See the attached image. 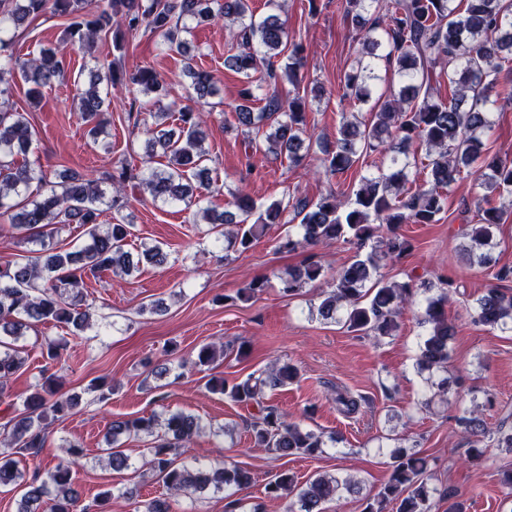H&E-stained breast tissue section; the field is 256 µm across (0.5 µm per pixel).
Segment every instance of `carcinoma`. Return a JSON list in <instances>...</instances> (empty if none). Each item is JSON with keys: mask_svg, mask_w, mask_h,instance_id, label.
Listing matches in <instances>:
<instances>
[{"mask_svg": "<svg viewBox=\"0 0 512 512\" xmlns=\"http://www.w3.org/2000/svg\"><path fill=\"white\" fill-rule=\"evenodd\" d=\"M463 2L460 6L456 0H341L344 19L362 38L364 58L355 71L345 75L343 98L372 105L370 117L359 123L340 112L339 137L321 145L323 168L329 176L344 173L361 156L382 149L390 154V172L362 178L344 200L329 192L315 202L298 197L275 201L250 224L255 203L244 192L233 194L234 213L204 205L210 189L208 152L204 149L207 120L190 110L153 111L166 95L168 82L149 65L137 67L127 78L132 90L147 98L145 110L154 119L151 124L143 123L144 155L150 166L142 175L122 165L115 174L104 172L95 178L67 169L50 177L40 167L17 162L15 155L32 146L36 131L26 113L11 107L16 79L29 85L26 94L35 101L45 88L66 78L68 63L52 48H43L29 59L18 57L9 30H18L29 19L49 13L67 20L66 35L79 49L87 52L95 40L105 37L119 53L124 52L129 36L144 30L183 57L189 89L197 100L205 101L216 94L214 79L210 72L193 65L190 36L198 25L223 19L237 26L235 36L242 46L224 60L225 67L242 77L239 101L232 107L236 124L257 134L265 126L273 128L265 135L266 145L250 137L246 149L283 156L294 166L312 148L306 128L307 95L300 93L304 47L300 42H288L285 21L278 14L257 15L250 0H103L95 6L91 0H0V218L7 217L9 226L23 233L25 240L39 244L34 255L23 261H0V398L8 400L7 406L13 410L10 428L3 432L0 444L35 457L48 441V419H62L79 406V396L62 393L59 378L46 369L21 403L10 400L11 380L26 359L19 350L5 346L1 337L16 340L51 322L83 331L93 316L84 295V276L103 271L128 275L144 263L161 266L166 262L167 255L158 246L136 256L127 249L130 224L122 216L125 203L118 196L125 182L138 181V188L154 203L193 207L195 214H203L214 227L224 226L221 235L227 252L249 250L269 225L285 223L283 217L289 211L299 220L298 234L288 232L281 237L280 251L336 241L362 249L375 241L365 257L336 271L333 290L317 307L322 319L354 332L388 336L397 327L401 309L416 302V281L382 278L379 262L411 250L410 240L397 233L400 225L438 221L448 193L464 169L473 170L484 194L477 201L479 223L465 233L462 253L471 262L490 266L495 231L504 216L496 201L512 197V156L485 154L482 135L492 124L490 97L501 73L512 63V0ZM441 63L448 68L450 96L446 101L435 95L431 86L433 69ZM380 68L393 73L398 88L375 97L369 81L376 79L375 71ZM284 79L293 87L292 97L285 100L274 91L262 98L255 94L263 85H277ZM100 83V75L91 73L88 88L74 99L93 139L107 122V97L102 95ZM421 148L430 158L426 188L416 185L419 170L412 161ZM156 157L165 158L166 163L152 166ZM107 209L113 211L112 222L103 224L101 217ZM70 224L87 227L89 241L59 250L54 239ZM384 225L388 234L376 237ZM324 277V267L309 262L288 272V278L282 280L283 290L293 293ZM265 288L267 280L255 279L231 301H249ZM447 301L445 291L425 297L420 319L429 331L419 344L416 367L437 395L448 393V378L436 375L447 371L448 343L455 333L445 309ZM472 319L493 329H507L512 324V295L497 287L486 289L477 299ZM222 353L223 347L204 344L197 351L196 364L207 366ZM298 378L295 365L276 362L238 382L213 376L208 389L235 403L259 407L260 416L251 424L255 445L281 457L313 456L323 452L321 436L303 430L277 407L262 404L265 391ZM333 400L346 415L356 413L360 406V399L348 391H336ZM485 407L486 402L472 398L460 420L473 461L483 457L489 443L512 448V426L503 422L496 431H489L483 419ZM206 428L200 418L181 411L162 420L154 415L113 420L109 466L116 472L132 466L121 449V437L153 435L148 465L167 493L142 501L135 485L115 492L105 490L95 500L96 512H111L114 496L136 503L135 512H176L174 505L183 493L248 488L251 475L246 469L193 468L177 462L176 444L193 441ZM82 456L79 445H69L67 457L38 463L29 483L13 454L0 452V489L26 487L17 512H85L79 509L80 494L72 481V471ZM390 456L389 481L377 499L366 503L364 512H386L389 505L392 512H429L424 458L403 448L393 449ZM355 489L356 484L347 477L323 475L301 485L294 474L284 470L269 482L267 494L283 503L284 512H323L324 503Z\"/></svg>", "mask_w": 512, "mask_h": 512, "instance_id": "carcinoma-1", "label": "carcinoma"}]
</instances>
